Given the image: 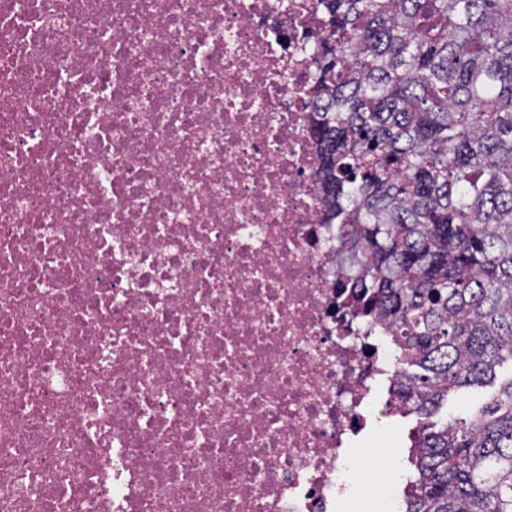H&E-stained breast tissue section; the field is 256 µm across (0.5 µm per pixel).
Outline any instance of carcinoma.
<instances>
[{"instance_id": "carcinoma-1", "label": "carcinoma", "mask_w": 512, "mask_h": 512, "mask_svg": "<svg viewBox=\"0 0 512 512\" xmlns=\"http://www.w3.org/2000/svg\"><path fill=\"white\" fill-rule=\"evenodd\" d=\"M321 2L311 130L354 298L418 416L404 512H512V0ZM491 396L489 389H470L461 394V396L454 402L448 403V408L444 409L445 418L448 421L451 419L464 415L476 406H480L483 402L488 400Z\"/></svg>"}]
</instances>
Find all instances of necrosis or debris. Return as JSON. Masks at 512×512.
Segmentation results:
<instances>
[{"label":"necrosis or debris","mask_w":512,"mask_h":512,"mask_svg":"<svg viewBox=\"0 0 512 512\" xmlns=\"http://www.w3.org/2000/svg\"><path fill=\"white\" fill-rule=\"evenodd\" d=\"M320 0H0V512H344L378 377L310 125Z\"/></svg>","instance_id":"4bbe7bcc"}]
</instances>
